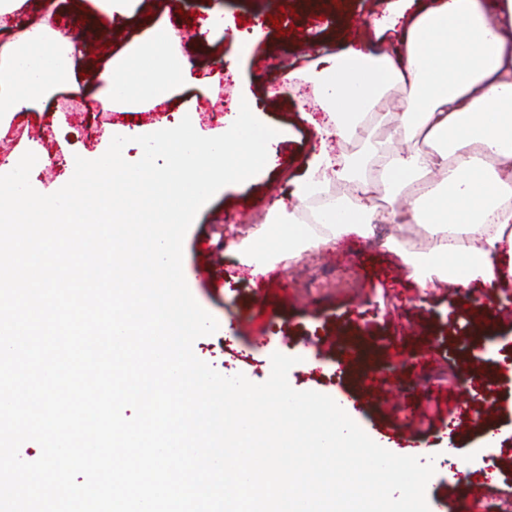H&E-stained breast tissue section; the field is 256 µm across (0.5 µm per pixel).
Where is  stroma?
I'll return each instance as SVG.
<instances>
[{
	"label": "stroma",
	"instance_id": "stroma-1",
	"mask_svg": "<svg viewBox=\"0 0 512 512\" xmlns=\"http://www.w3.org/2000/svg\"><path fill=\"white\" fill-rule=\"evenodd\" d=\"M378 2L348 0L346 14L329 8L318 17L300 12L299 0H168L172 13L191 12L200 19L220 6L228 18L259 26L249 57L234 63L235 80L220 82L218 90L230 102L236 91L249 93L262 121L285 132L275 166L246 185L218 191L185 235L183 274L193 297L217 323L238 324L235 334L219 330L198 338L193 351L202 361L217 358L252 377L262 376L273 353L295 356L299 362L288 372L295 385L341 395L347 377L338 352L321 342L347 334L366 338L399 394L381 389L374 404L357 408L361 428L401 448L420 442L432 447L435 473L426 487L432 512H498L500 503L512 501V379L489 387L476 379L512 361V288L479 290L484 310L495 316L494 323L482 327L467 307L468 297L438 288L420 294L400 261L378 245L391 235L409 241L422 235L423 227L381 224L376 242L347 236L335 250L283 260L273 274L288 281L292 299L281 300L270 291L259 303V282L233 248L237 228L262 223L267 208L286 197V173L315 144L311 125L292 101L272 100L266 85L314 61L309 46L327 53L339 51L348 36L374 41L366 22ZM284 3L289 6L285 13L280 10ZM278 18L291 25V33H279ZM67 97L60 91L42 111L17 115L0 136V154L6 156L31 139L42 146L45 160L31 171L30 182L46 194L71 177L65 154H90L112 130L157 118L153 112L72 111ZM201 263L211 270L204 282L196 278ZM425 351L432 360L423 365L419 359ZM408 404L422 408L420 422L409 424ZM490 429L502 435L500 447H484ZM451 443L458 450L452 462L444 453Z\"/></svg>",
	"mask_w": 512,
	"mask_h": 512
}]
</instances>
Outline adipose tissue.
<instances>
[{
    "instance_id": "1",
    "label": "adipose tissue",
    "mask_w": 512,
    "mask_h": 512,
    "mask_svg": "<svg viewBox=\"0 0 512 512\" xmlns=\"http://www.w3.org/2000/svg\"><path fill=\"white\" fill-rule=\"evenodd\" d=\"M62 0H0V132L13 117L40 107L75 80L82 48L53 28ZM142 0H89L82 23L140 15ZM487 20L481 0H383L371 25L398 36L376 52L357 40L321 56L313 73L322 119L312 120L319 147L291 179L288 200L276 201L264 224L238 247L253 275H265L289 249L325 252L342 237L369 238L378 224H425L428 238L405 247L389 240L420 292L442 283L456 293L512 287V0H497ZM22 25L14 20L21 14ZM144 34L125 52L91 69L88 110L150 111L190 88L204 89L224 76L223 66L199 76L178 48L170 19L146 20ZM407 94L397 104L393 138H420L399 151L372 139V124L390 88ZM343 140L354 154L333 152ZM351 193L328 197L330 179ZM413 188L403 207L379 208L378 195Z\"/></svg>"
}]
</instances>
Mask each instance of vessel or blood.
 Segmentation results:
<instances>
[{
	"mask_svg": "<svg viewBox=\"0 0 512 512\" xmlns=\"http://www.w3.org/2000/svg\"><path fill=\"white\" fill-rule=\"evenodd\" d=\"M340 352V361L348 375V392L358 402L368 403L374 387L379 386L387 368L363 347L358 336H337L332 340Z\"/></svg>",
	"mask_w": 512,
	"mask_h": 512,
	"instance_id": "vessel-or-blood-1",
	"label": "vessel or blood"
}]
</instances>
